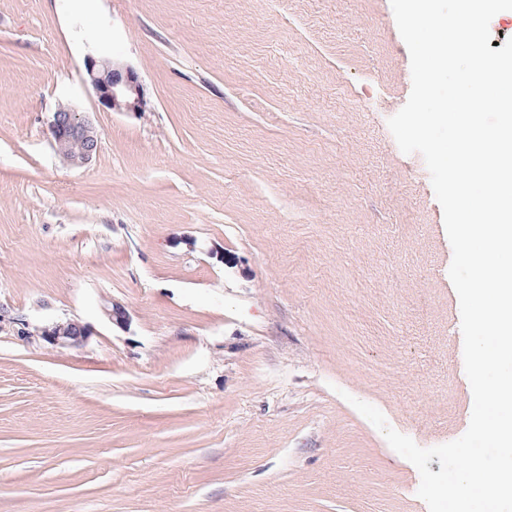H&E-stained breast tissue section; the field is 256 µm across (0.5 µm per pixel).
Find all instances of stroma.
<instances>
[{"label": "stroma", "mask_w": 512, "mask_h": 512, "mask_svg": "<svg viewBox=\"0 0 512 512\" xmlns=\"http://www.w3.org/2000/svg\"><path fill=\"white\" fill-rule=\"evenodd\" d=\"M90 52L145 112L99 109ZM411 88L391 0H0V512H429L352 405L423 448L471 419ZM64 113L68 116L66 125L62 121ZM49 131L55 152L70 165H87L97 153L100 137L97 127L88 117L76 113L69 106L61 105L54 111L52 120L49 122ZM73 132L88 144L87 148L85 143L78 144L79 140L72 138ZM73 142L76 150L85 149L79 152L74 151L71 147ZM68 323L70 322L54 321L42 326L40 328L42 339L54 346H68L83 341L91 334L89 327H86L84 332L82 325L73 323L69 325V331L74 335L71 336L68 331ZM83 332L84 336H79Z\"/></svg>", "instance_id": "stroma-1"}]
</instances>
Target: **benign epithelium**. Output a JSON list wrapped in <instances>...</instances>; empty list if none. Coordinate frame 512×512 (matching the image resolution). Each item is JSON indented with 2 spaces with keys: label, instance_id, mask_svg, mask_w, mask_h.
<instances>
[{
  "label": "benign epithelium",
  "instance_id": "obj_1",
  "mask_svg": "<svg viewBox=\"0 0 512 512\" xmlns=\"http://www.w3.org/2000/svg\"><path fill=\"white\" fill-rule=\"evenodd\" d=\"M84 71L102 108L132 114L146 111L143 84L132 67L109 57L87 55ZM49 131L55 152L73 166L89 164L97 153L100 137L97 127L88 117L76 113L69 106L61 105L54 111ZM74 133L88 144L87 148L78 152L72 149ZM104 312L113 325L122 330L129 329L131 318L121 305L113 302L104 308ZM40 331L42 339L54 346L76 344L91 334L88 329L84 335L75 337L69 333L68 323L64 321L48 323Z\"/></svg>",
  "mask_w": 512,
  "mask_h": 512
}]
</instances>
